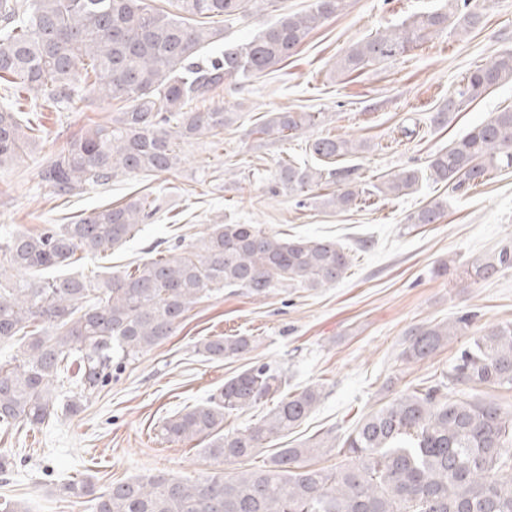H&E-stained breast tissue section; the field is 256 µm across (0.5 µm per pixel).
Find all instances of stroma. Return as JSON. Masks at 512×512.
Returning <instances> with one entry per match:
<instances>
[{"mask_svg":"<svg viewBox=\"0 0 512 512\" xmlns=\"http://www.w3.org/2000/svg\"><path fill=\"white\" fill-rule=\"evenodd\" d=\"M310 3L253 0L245 16L224 22V38L245 39ZM440 5L441 0H347L345 10L313 30L277 71L215 96V104L232 112V123L221 139L202 138L185 147L186 160L176 172L123 175L66 200L56 199L41 181L40 164L71 137L104 121L111 107L89 97L34 112L18 97V108L43 138L33 152L0 169V238L72 224L147 195L155 215L112 254L77 262V271L92 276L104 266L129 270L156 252L189 248L214 224H256L289 238L331 237L348 252L350 267L340 283L314 290L279 288L258 297L223 288L204 296L172 336L123 364L81 413L0 436V448L16 452L12 471L0 474V499L25 501L30 512H88L82 500L59 496L58 483L88 479L101 491L148 473L194 480L262 466L275 449L330 429L344 437L397 391L441 380L466 337L424 361L406 363L399 354L412 327L466 312L474 315V332L512 324V270L486 280L468 274L475 258L512 245V169L489 171L482 184L454 198L446 186L426 182L414 193L371 195L344 211L322 204L340 188L335 178L301 196L267 191L279 162L307 160V146L316 138L346 135L365 142L363 152L333 164L349 171L361 190L395 170L424 167L489 113L512 107L509 83L445 127L429 122L466 73L512 49V0H486L482 23L466 38L448 29L404 55L350 74L337 71V58L357 41ZM275 110L321 112L325 120L288 139H273L259 126ZM441 200L447 208L437 223H410V215ZM234 334L254 337L255 349L223 361L196 351L202 338ZM256 360L281 368L289 391L322 384L320 403L300 426L271 439L256 456L225 466L205 455L204 439H162L164 418L202 403Z\"/></svg>","mask_w":512,"mask_h":512,"instance_id":"1","label":"stroma"}]
</instances>
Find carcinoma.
<instances>
[{"mask_svg": "<svg viewBox=\"0 0 512 512\" xmlns=\"http://www.w3.org/2000/svg\"><path fill=\"white\" fill-rule=\"evenodd\" d=\"M250 0H176L178 13L144 0H0V83L27 89L55 107L94 95L121 104L104 123L72 138L41 167V180L57 198L104 186L118 175L172 173L181 146L202 135L224 132L232 115L221 106L197 104L216 90L266 75L288 59L311 31L340 14L347 0H312L255 35L210 47L224 39L215 18L233 20ZM468 33L483 17V0H448L441 9L405 20L354 45L337 61L341 73L368 62L395 58L448 28ZM512 83V50H504L469 72L448 93L431 122L447 125L454 115L490 90ZM322 112H270L260 131L290 137L317 126ZM40 129L13 104H0V168L31 149ZM365 149L343 136L309 144L311 156L331 163ZM512 168V108L473 126L426 170L404 167L374 186L402 196L423 176L466 192L491 169ZM332 170L279 164L269 192L302 194ZM359 191L344 187L323 199L347 210ZM446 205L436 202L410 216L432 224ZM147 197L92 212L74 224L0 239V342L20 341V356L0 362V431L38 426L60 412L77 414L88 397L112 377V365L149 351L173 335L208 291L240 287L255 296L276 288L316 289L344 278L350 259L335 241L284 238L255 224H213L191 250L168 252L134 270L103 278L21 274L70 267L76 254L93 258L122 246L153 215ZM512 270V246L471 263V273L490 279ZM43 328L33 330L34 322ZM455 325L412 328L400 357L419 362L467 329ZM252 336H209L198 352L212 361L241 357L255 348ZM76 368L80 392L68 399L62 388ZM512 387V324L480 330L461 348L448 382L405 389L362 418L342 441L328 431L314 442L280 448L262 467L190 480L149 473L117 481L97 492L89 480L57 487L66 498H89L92 512H512V411L474 394L454 398L447 384ZM281 370L255 363L224 381L207 401L167 419L160 434L170 441L210 438L204 452L220 464L252 457L272 437L292 429L322 399V386L285 390ZM278 398L263 420L224 431L232 412ZM343 456L333 468L315 459Z\"/></svg>", "mask_w": 512, "mask_h": 512, "instance_id": "1", "label": "carcinoma"}]
</instances>
